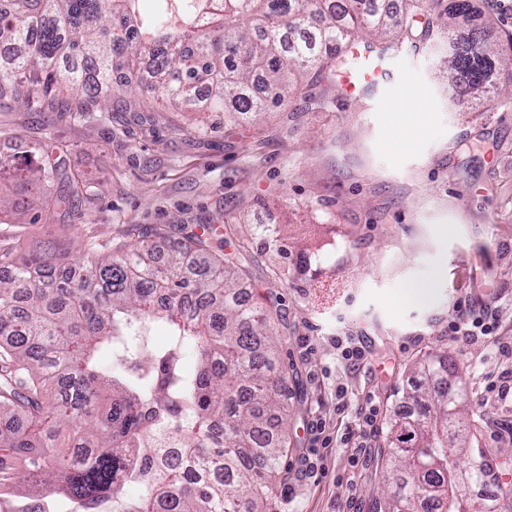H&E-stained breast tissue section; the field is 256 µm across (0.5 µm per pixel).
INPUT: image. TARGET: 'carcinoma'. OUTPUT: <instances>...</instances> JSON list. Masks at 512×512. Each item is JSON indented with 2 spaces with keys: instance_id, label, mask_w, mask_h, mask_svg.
Masks as SVG:
<instances>
[{
  "instance_id": "cac0c4a2",
  "label": "carcinoma",
  "mask_w": 512,
  "mask_h": 512,
  "mask_svg": "<svg viewBox=\"0 0 512 512\" xmlns=\"http://www.w3.org/2000/svg\"><path fill=\"white\" fill-rule=\"evenodd\" d=\"M10 0L0 10V46L23 51L0 64V97L27 106L75 104L72 115L110 112L115 64L127 94L175 109L257 123L288 103V90L313 75L331 81L349 64L341 48L362 41L377 57L444 40L443 77L470 99L493 102L500 71L512 67V35L492 20L471 22L470 0H408L394 14L380 0ZM17 195L34 204L56 181L54 205L77 207L87 184L56 146L38 163L7 165ZM216 230L187 233L155 266L157 228L138 248L75 241L68 250L0 249V512H266L278 475L288 386L279 369L282 338L269 314L241 298V258L225 259ZM168 327L154 350L153 322ZM198 357L184 371L183 350ZM118 367L104 369V350ZM416 409L396 415L380 469L387 488L376 512H512V488L479 499L473 486L494 475L483 460L448 469V445L468 419L448 410L455 365L439 352L416 368ZM69 451L51 454L61 437ZM146 488L127 496L130 481ZM19 487L29 502L14 501Z\"/></svg>"
}]
</instances>
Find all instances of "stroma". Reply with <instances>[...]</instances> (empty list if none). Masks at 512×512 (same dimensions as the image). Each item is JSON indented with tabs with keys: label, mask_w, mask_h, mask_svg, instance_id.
Here are the masks:
<instances>
[{
	"label": "stroma",
	"mask_w": 512,
	"mask_h": 512,
	"mask_svg": "<svg viewBox=\"0 0 512 512\" xmlns=\"http://www.w3.org/2000/svg\"><path fill=\"white\" fill-rule=\"evenodd\" d=\"M441 59L405 46L355 96L319 81L260 126L215 116L203 135L194 113L160 101L86 122L0 100V161L23 163L51 138L88 181L68 217L44 205L57 183L18 210L1 180L0 247L132 245L160 225L176 238L181 225L209 224L225 253L245 256L247 299L279 308L291 446L267 512H370L415 365L444 350L478 423L465 453L497 450L512 482V400L491 394L512 369V103L480 112L452 101L435 77ZM414 280L432 283L427 303L400 300ZM477 316L495 320L490 335L455 333ZM340 338L366 360H344Z\"/></svg>",
	"instance_id": "35a3bbf8"
}]
</instances>
